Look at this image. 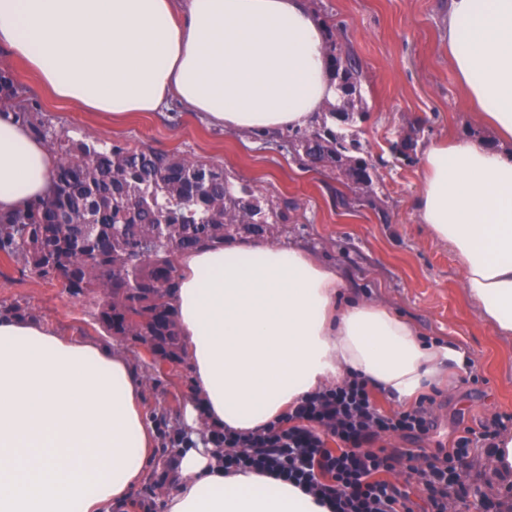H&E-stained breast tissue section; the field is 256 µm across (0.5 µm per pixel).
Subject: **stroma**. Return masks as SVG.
Returning a JSON list of instances; mask_svg holds the SVG:
<instances>
[{"instance_id": "stroma-1", "label": "stroma", "mask_w": 512, "mask_h": 512, "mask_svg": "<svg viewBox=\"0 0 512 512\" xmlns=\"http://www.w3.org/2000/svg\"><path fill=\"white\" fill-rule=\"evenodd\" d=\"M326 26L361 65L357 123L362 155L375 167L371 185L341 182L330 167H303L288 151L208 125L192 112H136L124 123L55 99L24 64L0 48V70L19 86L16 105L61 137L93 135L101 142L146 145L219 163L229 182L253 184L264 196H285L298 209L282 244L304 247L336 266L347 287L383 302L419 326L423 341L453 342L470 359L451 373V391L434 392L435 429L425 451L451 447L468 427L512 415V339L492 336L466 296L464 272L447 244L421 224L412 201L421 188V152L454 133L488 140L467 118L464 94L442 38V0H311ZM415 137L408 157L390 145ZM17 309L66 336L98 339L144 370L145 410L157 431L160 464L131 494L125 512H159L160 489L179 446V419L190 397L185 362L153 356L131 339L108 335L96 320L97 301L75 299L57 280L31 273L0 253V310Z\"/></svg>"}]
</instances>
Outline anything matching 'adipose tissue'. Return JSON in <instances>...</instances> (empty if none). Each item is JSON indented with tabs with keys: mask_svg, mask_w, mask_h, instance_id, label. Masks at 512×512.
Returning <instances> with one entry per match:
<instances>
[{
	"mask_svg": "<svg viewBox=\"0 0 512 512\" xmlns=\"http://www.w3.org/2000/svg\"><path fill=\"white\" fill-rule=\"evenodd\" d=\"M448 57L490 144L423 151L421 223L448 243L493 335L512 338V0H447ZM54 97L121 121L170 105L273 135L336 102L326 27L309 0H0V46ZM56 157L0 113V214L45 197ZM171 303L191 397L161 512H331L294 483L228 473L217 429L242 435L357 374L401 406L466 369L453 343L349 295L336 268L257 239L180 257ZM144 378L121 350L0 314V512H116L157 461Z\"/></svg>",
	"mask_w": 512,
	"mask_h": 512,
	"instance_id": "adipose-tissue-1",
	"label": "adipose tissue"
}]
</instances>
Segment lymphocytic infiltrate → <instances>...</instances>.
Segmentation results:
<instances>
[{"mask_svg":"<svg viewBox=\"0 0 512 512\" xmlns=\"http://www.w3.org/2000/svg\"><path fill=\"white\" fill-rule=\"evenodd\" d=\"M433 398L391 414L371 398L369 383L353 375L336 387L305 398L283 422L258 434H214L224 447V467L270 472L290 481L334 512H414L408 495L388 481V473L409 470L426 495V512H492L489 496H475L470 467L478 452H490L504 430L501 417L465 428L452 448L424 454L416 448L390 451L377 440L400 435L426 437L434 425Z\"/></svg>","mask_w":512,"mask_h":512,"instance_id":"f902f5d3","label":"lymphocytic infiltrate"}]
</instances>
